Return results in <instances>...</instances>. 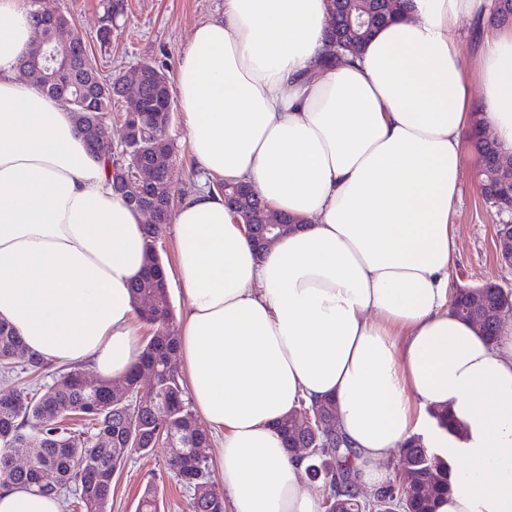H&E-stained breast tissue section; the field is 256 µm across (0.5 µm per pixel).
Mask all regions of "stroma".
Wrapping results in <instances>:
<instances>
[{"instance_id": "35a3bbf8", "label": "stroma", "mask_w": 512, "mask_h": 512, "mask_svg": "<svg viewBox=\"0 0 512 512\" xmlns=\"http://www.w3.org/2000/svg\"><path fill=\"white\" fill-rule=\"evenodd\" d=\"M42 9L70 13L88 44H95L103 8L101 0H41ZM224 0H127L123 16L112 30V46L96 52L104 74L131 76L133 66L150 61L175 70L195 25L222 16ZM174 144L171 177L176 191L189 195L210 179L195 167L190 154L185 118L176 113L170 129ZM477 158L467 151L461 191L454 204L455 260L449 269L453 287L472 288L486 282L512 292V267L502 264L496 251L494 210L485 205L474 177ZM168 450L157 445L150 455L129 451L112 483V512H135L146 484L158 491L160 512H188L191 494L165 467Z\"/></svg>"}]
</instances>
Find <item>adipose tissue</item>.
<instances>
[{
  "label": "adipose tissue",
  "mask_w": 512,
  "mask_h": 512,
  "mask_svg": "<svg viewBox=\"0 0 512 512\" xmlns=\"http://www.w3.org/2000/svg\"><path fill=\"white\" fill-rule=\"evenodd\" d=\"M29 12L0 0V320L26 352L119 379L138 355L144 218L69 109L18 80ZM487 15L486 0H404L332 64L329 0H224L182 52L173 91L197 167L297 220L260 253L208 187L172 215L180 369L223 438L229 512H319L278 424L328 399L359 482L383 484L418 437L459 463L437 512H512V321L486 341L451 312L448 276L474 108L512 152V27ZM463 17L479 24L474 83L450 36ZM0 512L62 510L0 487Z\"/></svg>",
  "instance_id": "obj_1"
}]
</instances>
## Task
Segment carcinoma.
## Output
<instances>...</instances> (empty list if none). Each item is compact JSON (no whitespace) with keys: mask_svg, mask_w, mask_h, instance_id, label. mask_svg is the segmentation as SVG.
Wrapping results in <instances>:
<instances>
[{"mask_svg":"<svg viewBox=\"0 0 512 512\" xmlns=\"http://www.w3.org/2000/svg\"><path fill=\"white\" fill-rule=\"evenodd\" d=\"M389 0H330L333 17L331 42L352 39L360 47L373 30L393 16ZM124 11V0H107L103 25L97 32L100 46L112 42V21ZM362 16L365 24L349 30L346 15ZM489 19L496 25L512 24V0H491ZM18 67L28 71L29 81L43 91L60 98L66 86L79 84L87 93L68 104L77 120L83 117L97 120V125L110 130L112 117L129 126L127 148L102 145L98 154L111 160L113 182L131 174L134 161L158 168L155 183L146 190L145 201L155 206L158 223L144 225L146 237V266L144 273L132 286L134 299L149 293L155 299L153 310L138 313L147 327L145 342L139 349L132 371L124 377L128 395L125 401L114 403L99 400L106 397L108 381H101L95 390L88 389L77 368L59 374L54 382L35 393L24 390L0 394V487L22 486L36 488L49 495H61L72 490L74 507L80 512H106L112 501V479L121 468L124 458L112 453L114 448L127 445L149 455L155 446L167 439L175 440L182 453L168 456L166 467L175 473L192 497L188 512H224V495L215 493L210 485L206 460L197 457L192 449L205 448L209 438L195 421L184 381L177 365L168 362L176 353L178 327L169 298L168 283L161 275L162 258L157 242L166 224L171 222L176 192L165 181L167 166L173 162L174 146L169 136L172 121L166 114L174 111L173 87L166 72L149 61L136 68L142 74V112L147 114L146 129L137 131L130 126L124 112L113 113L121 96L120 78L105 79L89 48L79 50L72 62L56 61L48 72L38 64L34 47L20 59ZM55 76L49 80L48 76ZM474 149L483 162H496L506 156L496 138L485 131L473 136ZM483 305L469 307V289L463 288L455 297L458 317L478 323L490 340L497 338L498 316L512 309V293L497 284L482 289ZM21 349V340L13 327L0 321V369L13 368V359ZM150 374L151 387L141 390V380ZM320 415L323 427L304 425L306 411ZM75 411L83 415L82 429L72 430L63 423V414ZM285 448H313L307 458L308 475L323 491V512H333L336 501L344 502L343 512H362L364 502L354 495V451L336 428V404L316 402L303 407L279 423ZM36 448L32 465L21 472L9 464L11 455ZM51 467L58 473L56 487L40 484L43 469ZM448 463L433 448L420 439H413L400 457L398 477L388 484V491L404 495L405 512H437L439 502L450 491ZM137 512H160L157 491L146 485Z\"/></svg>","mask_w":512,"mask_h":512,"instance_id":"carcinoma-1","label":"carcinoma"}]
</instances>
